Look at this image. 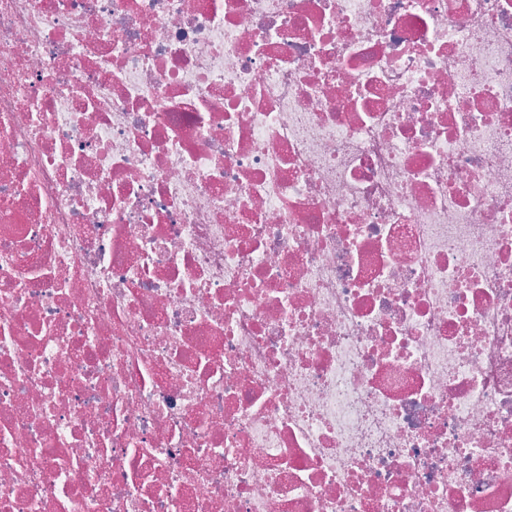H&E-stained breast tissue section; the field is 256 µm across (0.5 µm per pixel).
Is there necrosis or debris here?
Returning a JSON list of instances; mask_svg holds the SVG:
<instances>
[{"label": "necrosis or debris", "instance_id": "obj_1", "mask_svg": "<svg viewBox=\"0 0 512 512\" xmlns=\"http://www.w3.org/2000/svg\"><path fill=\"white\" fill-rule=\"evenodd\" d=\"M0 512H512V0H0Z\"/></svg>", "mask_w": 512, "mask_h": 512}]
</instances>
